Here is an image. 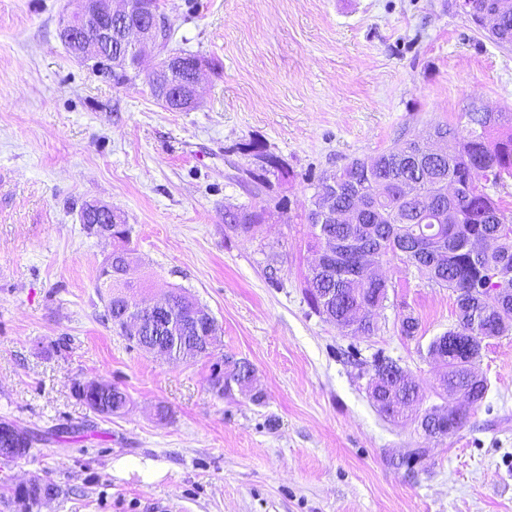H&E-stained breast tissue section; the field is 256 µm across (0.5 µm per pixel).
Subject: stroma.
Wrapping results in <instances>:
<instances>
[{"instance_id":"stroma-1","label":"stroma","mask_w":512,"mask_h":512,"mask_svg":"<svg viewBox=\"0 0 512 512\" xmlns=\"http://www.w3.org/2000/svg\"><path fill=\"white\" fill-rule=\"evenodd\" d=\"M73 9L0 0V419L51 435L0 460V480L58 485L40 512H512V333L483 343L480 408L429 438L373 407L371 361L383 352L437 403L428 345L456 324L453 292L381 263L378 330L357 337L304 293L312 179L461 123L475 101L512 113V50L456 0H161L171 48L214 64L201 105L173 112L144 79L118 84L73 59L58 36ZM250 143L287 177L255 190ZM93 200L131 224L140 281L210 311L212 357L169 362L113 328L95 284L115 243L80 220ZM244 204L262 224L228 230L225 209ZM225 355L253 365L263 403L212 392ZM79 380L126 390L128 411H93ZM411 448L424 451L413 469ZM119 458L165 473L118 477Z\"/></svg>"}]
</instances>
